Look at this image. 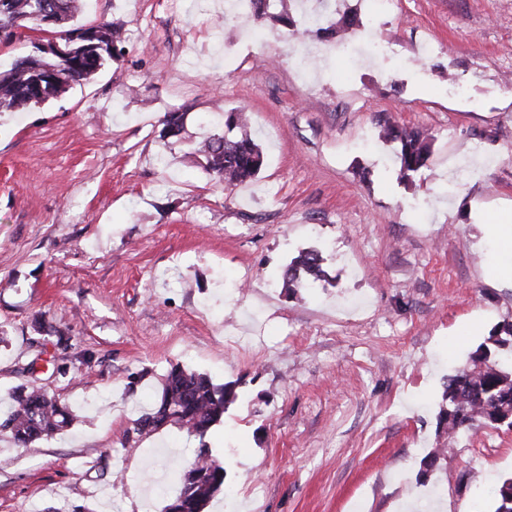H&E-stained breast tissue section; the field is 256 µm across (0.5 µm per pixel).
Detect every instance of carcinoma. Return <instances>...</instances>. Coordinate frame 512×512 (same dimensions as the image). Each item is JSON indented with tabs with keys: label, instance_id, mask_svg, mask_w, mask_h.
<instances>
[{
	"label": "carcinoma",
	"instance_id": "cac0c4a2",
	"mask_svg": "<svg viewBox=\"0 0 512 512\" xmlns=\"http://www.w3.org/2000/svg\"><path fill=\"white\" fill-rule=\"evenodd\" d=\"M81 0H0V43L22 38L23 30H37L48 43L65 51L62 56H45L41 50L17 57L10 68L0 71V112H14L44 104L72 86L89 80L105 63L114 59L122 43L121 26L100 21L76 25ZM49 16L52 24L42 23ZM225 131L198 143L194 154L203 170L233 189L255 178L264 156L253 138L242 108L224 113ZM383 138L399 143V177L409 180L426 166L431 143L420 131L386 123ZM322 255L317 250L300 252L283 272V287H305L304 279L322 273ZM480 351L494 354L483 363L448 378L444 392L448 409L441 412L445 433L474 431L485 418L502 409L512 410V323L503 331L491 332ZM235 400L234 385L216 384L204 373L179 364L164 376L154 405L131 420L126 441L139 442L159 430L175 428L198 440L194 459L179 473V488L163 512H204L219 492L226 490L224 466L205 442L210 429L224 420ZM68 406L40 387L19 386L11 395V405L0 416V433L27 447L45 440L72 425ZM512 488V478L499 486L493 497V512H512V499L504 494Z\"/></svg>",
	"mask_w": 512,
	"mask_h": 512
}]
</instances>
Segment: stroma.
<instances>
[{"label": "stroma", "mask_w": 512, "mask_h": 512, "mask_svg": "<svg viewBox=\"0 0 512 512\" xmlns=\"http://www.w3.org/2000/svg\"><path fill=\"white\" fill-rule=\"evenodd\" d=\"M320 9L356 24L311 31ZM288 17L82 0L81 22L121 25L120 55L0 112V410L32 384L76 417L30 448L0 434V512H160L197 442L125 435L177 363L236 385L206 437L228 489L206 512H490L512 477V430L440 426L448 376L512 323V253L479 222L512 209V0ZM238 106L265 165L227 190L191 152L224 128L203 113ZM387 122L433 137L411 180ZM304 249L324 274L291 294ZM322 255L317 250L301 251L283 272V288H304V279L318 278L322 273Z\"/></svg>", "instance_id": "1"}]
</instances>
